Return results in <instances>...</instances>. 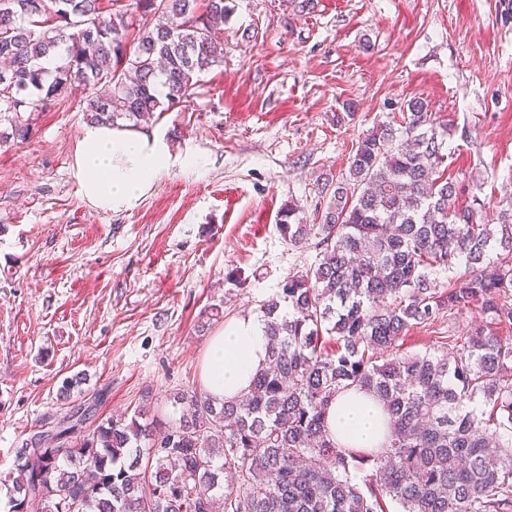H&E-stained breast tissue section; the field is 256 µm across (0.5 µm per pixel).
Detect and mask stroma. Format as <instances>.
<instances>
[{"instance_id":"obj_1","label":"stroma","mask_w":512,"mask_h":512,"mask_svg":"<svg viewBox=\"0 0 512 512\" xmlns=\"http://www.w3.org/2000/svg\"><path fill=\"white\" fill-rule=\"evenodd\" d=\"M228 4L223 64L149 125L177 160L133 210L81 195L80 92L0 146V512L44 422L76 407L89 430L139 409L175 418L213 336L314 263V243L279 233L281 209L314 223L318 177L345 175L358 138L409 100L447 127L448 175L483 221L512 208V0ZM474 321L411 329L403 348L436 351Z\"/></svg>"}]
</instances>
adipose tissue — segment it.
<instances>
[{
    "label": "adipose tissue",
    "mask_w": 512,
    "mask_h": 512,
    "mask_svg": "<svg viewBox=\"0 0 512 512\" xmlns=\"http://www.w3.org/2000/svg\"><path fill=\"white\" fill-rule=\"evenodd\" d=\"M173 163L163 135L89 123L80 133L74 172L86 201L99 211L114 213L137 207ZM265 331L263 315L243 314L212 339L203 381L216 399L247 391L267 359ZM327 422L330 432L347 448L371 447L382 436L381 412L361 394L336 399L329 407Z\"/></svg>",
    "instance_id": "ef3b65f1"
}]
</instances>
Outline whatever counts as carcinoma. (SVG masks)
I'll use <instances>...</instances> for the list:
<instances>
[{"label": "carcinoma", "instance_id": "1", "mask_svg": "<svg viewBox=\"0 0 512 512\" xmlns=\"http://www.w3.org/2000/svg\"><path fill=\"white\" fill-rule=\"evenodd\" d=\"M121 0H0V146L81 87L86 120L139 126L185 103L224 63L227 0H135L157 17L125 48ZM444 135L414 98L366 132L346 176L321 178V222L282 212L313 267L261 305L270 348L251 392L177 396L174 421L65 415L51 453L15 460L8 512H512V223L485 224L442 166ZM454 270L448 287L434 274ZM473 310L452 352L408 354L415 327ZM370 395L388 416L373 448L329 434V404Z\"/></svg>", "mask_w": 512, "mask_h": 512}]
</instances>
